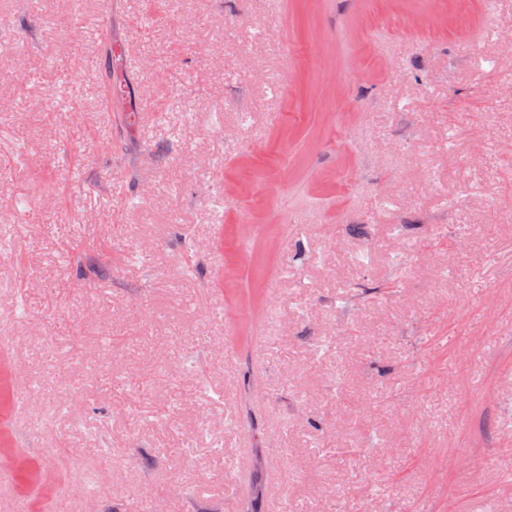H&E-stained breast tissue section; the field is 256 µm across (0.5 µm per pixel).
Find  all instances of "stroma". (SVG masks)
<instances>
[{"label":"stroma","instance_id":"stroma-1","mask_svg":"<svg viewBox=\"0 0 512 512\" xmlns=\"http://www.w3.org/2000/svg\"><path fill=\"white\" fill-rule=\"evenodd\" d=\"M104 9L0 0V512H512V0H124L135 116ZM88 474L83 469H74L69 477L66 496L64 499H57L55 503H51L46 511L58 512L63 508V503L66 499H74L80 497L82 494L77 487H82L87 481Z\"/></svg>","mask_w":512,"mask_h":512}]
</instances>
